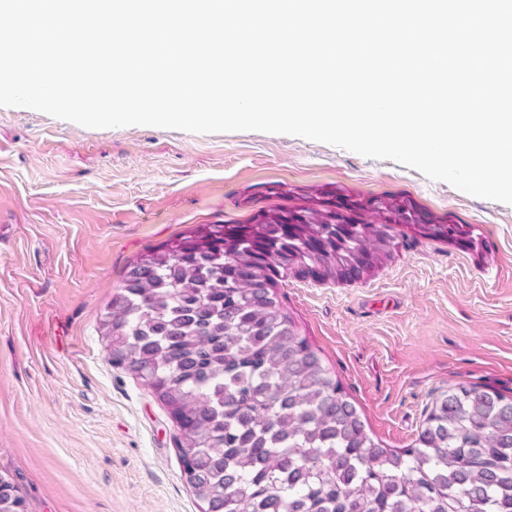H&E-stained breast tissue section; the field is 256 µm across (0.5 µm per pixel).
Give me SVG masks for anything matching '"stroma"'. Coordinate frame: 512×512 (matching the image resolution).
<instances>
[{"label": "stroma", "mask_w": 512, "mask_h": 512, "mask_svg": "<svg viewBox=\"0 0 512 512\" xmlns=\"http://www.w3.org/2000/svg\"><path fill=\"white\" fill-rule=\"evenodd\" d=\"M404 193L478 225L483 263L416 242L365 282L279 292L386 448L458 382L512 396V205L384 159L287 134L88 128L0 106V475L26 512H200L176 427L108 360L97 318L131 260L197 224L244 222L262 187Z\"/></svg>", "instance_id": "1"}]
</instances>
